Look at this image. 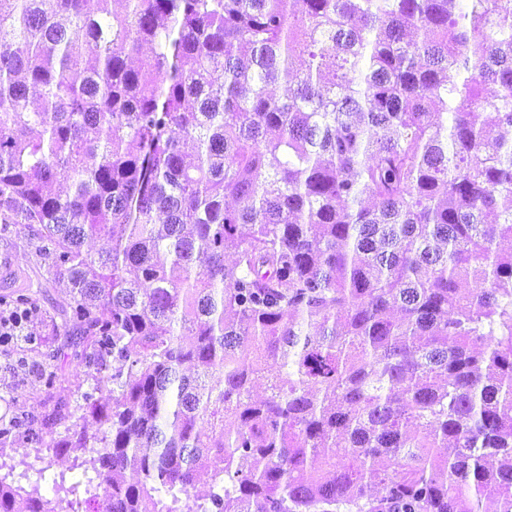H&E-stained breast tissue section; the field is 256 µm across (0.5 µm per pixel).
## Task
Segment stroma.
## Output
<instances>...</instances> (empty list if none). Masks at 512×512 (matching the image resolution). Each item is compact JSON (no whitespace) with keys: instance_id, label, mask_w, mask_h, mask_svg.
Wrapping results in <instances>:
<instances>
[{"instance_id":"1","label":"stroma","mask_w":512,"mask_h":512,"mask_svg":"<svg viewBox=\"0 0 512 512\" xmlns=\"http://www.w3.org/2000/svg\"><path fill=\"white\" fill-rule=\"evenodd\" d=\"M7 288H28L37 291L49 320H31L28 332L33 340L29 343L0 346V414L27 416L32 424H40L46 409L43 405V384L40 373L47 364H54L61 378L58 395L77 401L81 393L91 390L92 381L86 380L79 368L70 360L48 361L47 349L38 345L41 337L65 336L64 325H52L50 319L58 315L69 300L66 280L60 278L36 249L29 230L21 224H0V291ZM82 452L77 448H45L40 458L25 457L23 449H0V463L8 468L7 482L24 488L39 487L43 495H51L53 481L59 477L78 482L70 504L79 512H94V494L98 480L92 470L76 468L75 460Z\"/></svg>"}]
</instances>
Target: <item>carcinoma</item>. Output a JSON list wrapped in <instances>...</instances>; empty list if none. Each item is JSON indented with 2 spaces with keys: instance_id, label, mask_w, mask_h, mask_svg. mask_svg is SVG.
Wrapping results in <instances>:
<instances>
[{
  "instance_id": "cac0c4a2",
  "label": "carcinoma",
  "mask_w": 512,
  "mask_h": 512,
  "mask_svg": "<svg viewBox=\"0 0 512 512\" xmlns=\"http://www.w3.org/2000/svg\"><path fill=\"white\" fill-rule=\"evenodd\" d=\"M503 127L512 0H0V224L94 381L0 446L83 449L101 512H512Z\"/></svg>"
}]
</instances>
